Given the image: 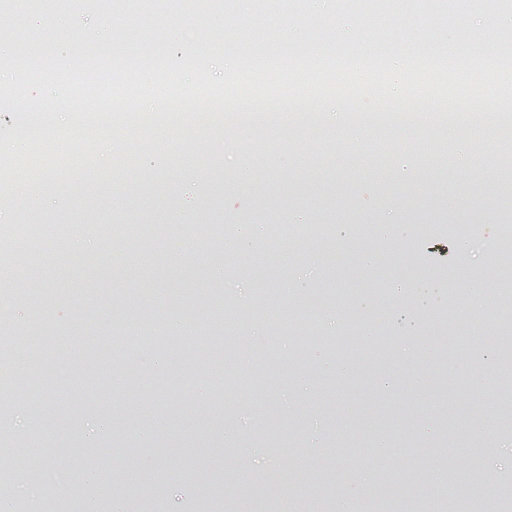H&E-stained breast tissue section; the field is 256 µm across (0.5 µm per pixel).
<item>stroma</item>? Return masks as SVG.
Wrapping results in <instances>:
<instances>
[{"label":"stroma","mask_w":512,"mask_h":512,"mask_svg":"<svg viewBox=\"0 0 512 512\" xmlns=\"http://www.w3.org/2000/svg\"><path fill=\"white\" fill-rule=\"evenodd\" d=\"M223 119L192 142L133 121L93 156L0 179V241L36 251L24 272L0 265L13 326L0 335V418L18 435L31 411L41 418L33 483L15 491L27 512L82 500L59 475L83 465L99 469L100 499L136 487L132 512H228V471L254 512H292L296 484L317 488L324 471L339 489L330 512H512V373L495 335L512 293L482 303L504 268L467 251L477 236L512 237L485 220L512 202V154L456 180L440 121L382 142L309 113L285 129ZM241 167L247 188L225 190ZM243 224L263 225L259 251L209 280ZM143 251L152 266L133 264ZM411 270L434 304L464 289L473 335L444 342L413 291L391 292ZM221 293L244 312L227 334L212 326ZM171 313L184 333H170ZM477 444L484 481L449 490ZM271 474L279 492L260 494Z\"/></svg>","instance_id":"obj_1"}]
</instances>
